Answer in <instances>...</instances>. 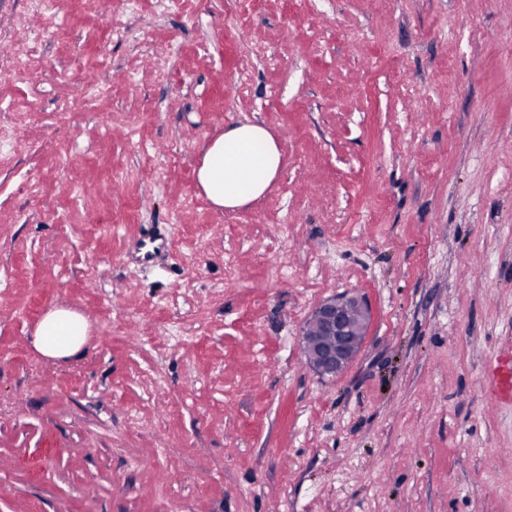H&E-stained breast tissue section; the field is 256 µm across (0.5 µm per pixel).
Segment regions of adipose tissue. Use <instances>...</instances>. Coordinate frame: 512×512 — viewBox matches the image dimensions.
Instances as JSON below:
<instances>
[{
	"instance_id": "ef3b65f1",
	"label": "adipose tissue",
	"mask_w": 512,
	"mask_h": 512,
	"mask_svg": "<svg viewBox=\"0 0 512 512\" xmlns=\"http://www.w3.org/2000/svg\"><path fill=\"white\" fill-rule=\"evenodd\" d=\"M280 166V149L271 131L256 122L238 123L204 146L196 182L215 208L234 210L265 196ZM88 336V319L62 306L38 322L33 346L43 356L72 359L83 354Z\"/></svg>"
}]
</instances>
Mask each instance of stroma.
Wrapping results in <instances>:
<instances>
[{"label":"stroma","mask_w":512,"mask_h":512,"mask_svg":"<svg viewBox=\"0 0 512 512\" xmlns=\"http://www.w3.org/2000/svg\"><path fill=\"white\" fill-rule=\"evenodd\" d=\"M0 512H512V0H0ZM282 165L236 210L205 144ZM144 224L162 267L124 262ZM363 297L356 359L301 330ZM66 306L76 360L33 347ZM280 166V149L271 131L256 122L238 123L204 146L196 182L215 208L234 210L265 196ZM370 318L367 302L357 294L320 302L301 333L309 369L322 378H335L345 371L362 348ZM89 327L88 319L80 312L64 306L55 308L36 325L33 346L45 357L78 358L88 343Z\"/></svg>","instance_id":"1"}]
</instances>
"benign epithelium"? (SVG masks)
Instances as JSON below:
<instances>
[{
	"mask_svg": "<svg viewBox=\"0 0 512 512\" xmlns=\"http://www.w3.org/2000/svg\"><path fill=\"white\" fill-rule=\"evenodd\" d=\"M370 318L367 302L357 294L320 302L301 333L309 369L321 378H334L345 371L362 348Z\"/></svg>",
	"mask_w": 512,
	"mask_h": 512,
	"instance_id": "7a95c632",
	"label": "benign epithelium"
}]
</instances>
